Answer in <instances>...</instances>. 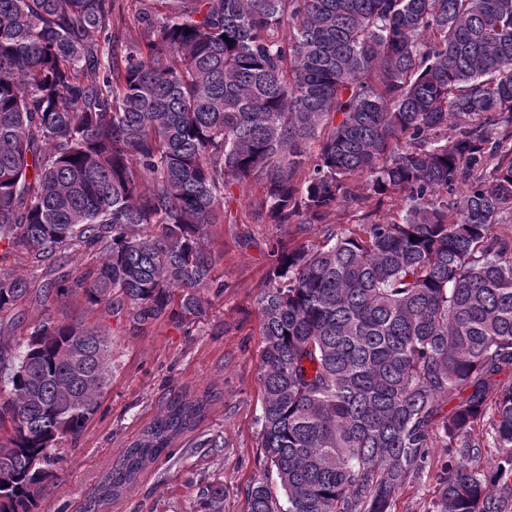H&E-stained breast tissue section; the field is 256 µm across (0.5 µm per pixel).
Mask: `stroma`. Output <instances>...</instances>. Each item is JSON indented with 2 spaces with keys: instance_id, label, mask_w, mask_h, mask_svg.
I'll list each match as a JSON object with an SVG mask.
<instances>
[{
  "instance_id": "stroma-1",
  "label": "stroma",
  "mask_w": 512,
  "mask_h": 512,
  "mask_svg": "<svg viewBox=\"0 0 512 512\" xmlns=\"http://www.w3.org/2000/svg\"><path fill=\"white\" fill-rule=\"evenodd\" d=\"M260 190L238 191L237 221L219 224L209 244L219 261L223 293L207 289L198 322L162 319L137 336L109 319L112 377L100 409L75 441L62 443L45 512H82L126 446L171 399L209 395L206 416L149 464L136 483L103 512H208L207 489L225 490L224 512H247L246 490L264 476L259 447L262 346L256 305L268 268L271 225L260 223ZM219 447H210V439Z\"/></svg>"
}]
</instances>
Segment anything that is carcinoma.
Here are the masks:
<instances>
[{
  "label": "carcinoma",
  "mask_w": 512,
  "mask_h": 512,
  "mask_svg": "<svg viewBox=\"0 0 512 512\" xmlns=\"http://www.w3.org/2000/svg\"><path fill=\"white\" fill-rule=\"evenodd\" d=\"M0 0V512H41L55 451L97 414L107 326L48 313L80 293L137 335L207 313V249L261 188L278 230L257 306L260 448L248 512H396L435 474L431 512H512V0ZM399 195L401 213L378 217ZM83 250L75 277L61 262ZM45 270L37 288L7 269ZM451 409H446L448 403ZM177 397L113 463L98 512L205 417ZM496 470L466 464L486 445ZM442 457V449L434 448L430 472L425 473L412 486L406 488L398 499L396 512H427L435 483L433 476L437 472L436 464Z\"/></svg>",
  "instance_id": "obj_1"
}]
</instances>
